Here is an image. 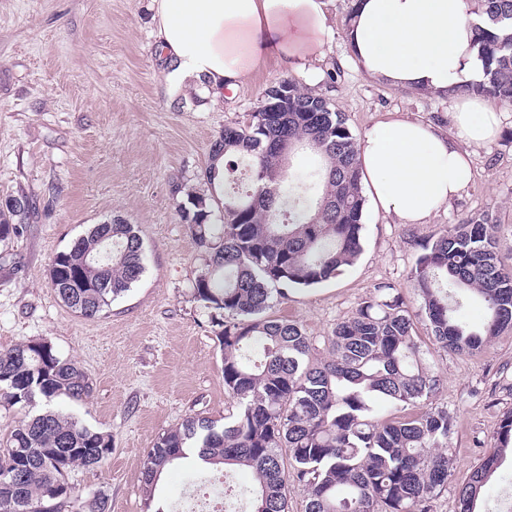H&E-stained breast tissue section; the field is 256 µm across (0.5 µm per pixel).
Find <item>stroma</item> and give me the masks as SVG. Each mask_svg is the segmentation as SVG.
Instances as JSON below:
<instances>
[{
    "mask_svg": "<svg viewBox=\"0 0 512 512\" xmlns=\"http://www.w3.org/2000/svg\"><path fill=\"white\" fill-rule=\"evenodd\" d=\"M347 0H329L331 32L322 59L299 69L262 61L251 78L219 100L182 92L168 75L152 21L151 0H0V201L27 197L22 233L0 242V350L51 342L90 378V398L54 400L86 425L110 432L112 453L95 469L76 467L68 481L81 499L105 494L110 512H145V455L169 429L199 414L223 420L222 351L193 284L208 254L182 224L188 193L211 196L204 177L211 145L224 126L244 120L267 88L289 78L329 99L354 136L390 112L452 128L447 98L378 83L355 66L344 38ZM497 140L475 149L474 183L425 224H400L365 207L363 250L335 279L289 292L273 316L300 323L324 343L382 284L410 312L421 299L407 274L427 240L449 225L496 220L498 255L512 270V103H497ZM135 225L146 249L141 280L105 315L83 317L50 288L54 257L95 224ZM426 363L440 381L431 398L447 407L453 465L448 487L428 512H454L471 465L486 455L512 411V330L475 355L443 350L417 322ZM512 459L503 458L478 512H512Z\"/></svg>",
    "mask_w": 512,
    "mask_h": 512,
    "instance_id": "35a3bbf8",
    "label": "stroma"
}]
</instances>
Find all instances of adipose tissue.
<instances>
[{
	"instance_id": "ef3b65f1",
	"label": "adipose tissue",
	"mask_w": 512,
	"mask_h": 512,
	"mask_svg": "<svg viewBox=\"0 0 512 512\" xmlns=\"http://www.w3.org/2000/svg\"><path fill=\"white\" fill-rule=\"evenodd\" d=\"M161 50L180 83L204 82L221 97L249 80L263 57L321 59L329 33L326 0H152ZM481 23L472 0H356L344 32L371 79L447 97L453 129L391 112L359 145L362 178L377 212L424 224L475 178L473 148L493 142L501 114L459 85L483 78L475 46Z\"/></svg>"
}]
</instances>
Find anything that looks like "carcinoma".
I'll return each instance as SVG.
<instances>
[{
    "mask_svg": "<svg viewBox=\"0 0 512 512\" xmlns=\"http://www.w3.org/2000/svg\"><path fill=\"white\" fill-rule=\"evenodd\" d=\"M484 26L476 43L484 79L458 87L461 95L512 102V0H475ZM288 111L258 107L227 125L214 141L205 177L224 185L229 157L250 158L252 186L224 199L187 196L179 210L196 243L210 255L193 285L223 351L224 390L235 409L224 425L189 417L167 431L146 455L142 486L150 512H170L155 501L162 472L196 460L248 469L254 512H288L292 487L307 494L306 512H427L448 486L452 420L432 407L401 417L378 415L373 400L406 410L431 399L439 379L425 363L416 325L395 288L381 287L326 337L329 359L309 364L312 339L293 320L267 315L274 298L322 284L351 266L362 251L359 144L341 113L323 96L291 79ZM305 144L323 160L315 199L283 189L289 154ZM12 200L0 205V242L20 233ZM497 226L487 216L449 226L423 246L409 271L422 298L421 317L445 350L474 354L489 338L512 328V273L500 266ZM145 270L143 242L119 219L95 224L50 268L62 302L93 318L129 291ZM481 305L482 325L460 317ZM50 403L79 401L91 383L76 361L45 339L0 351V400L27 406L28 390ZM512 444V415L504 417L493 451L472 468L455 512H475L480 490ZM442 452L433 453L431 449ZM112 453V435L62 411H46L15 425L0 465H19L0 477V512H64L78 495L68 482L76 466L96 468Z\"/></svg>",
    "mask_w": 512,
    "mask_h": 512,
    "instance_id": "1",
    "label": "carcinoma"
}]
</instances>
